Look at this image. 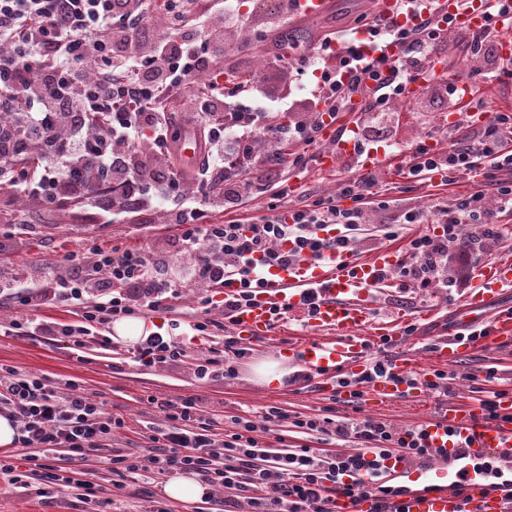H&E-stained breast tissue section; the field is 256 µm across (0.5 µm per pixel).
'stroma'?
I'll list each match as a JSON object with an SVG mask.
<instances>
[{
    "label": "stroma",
    "mask_w": 512,
    "mask_h": 512,
    "mask_svg": "<svg viewBox=\"0 0 512 512\" xmlns=\"http://www.w3.org/2000/svg\"><path fill=\"white\" fill-rule=\"evenodd\" d=\"M376 0H333L324 15L315 19L295 17L283 22L282 30H297L303 35L305 46H315L327 31L342 30L354 23L362 13L376 11ZM465 32L451 30L444 44L436 51L446 65L448 86L457 80L470 81L477 87L482 100L499 112H512V65H502L494 77H486L479 68L463 63ZM272 41L253 43L248 53V66L255 79L265 81L271 94H278L288 74L271 53ZM449 108L445 98L434 91L416 95L400 105L397 112L385 117H374L369 112H342L337 117L339 126L368 128L372 138L371 148L390 151L392 162L377 167L378 184L372 204L367 211L369 228L363 231L354 252L361 260L388 247L395 248L397 260L406 257V237L396 240L374 235L372 228L379 224L393 223L399 215L411 208L429 209L441 201L452 200L478 190L486 189L484 176L454 175L452 179L410 181L405 176L410 156L418 145H436L438 152L448 149L451 139L464 136L475 127L467 115L449 120ZM323 142L304 148L289 144V157L273 173L274 179L287 181L292 191L284 199L285 208L304 206L319 197L335 193L338 184L348 178L362 175L363 169L353 157L342 159L337 168L321 170L313 157L322 152ZM307 153L311 162L293 166L291 158ZM0 210L10 214L29 211L36 229L27 231L20 224L0 223V263L12 266L18 275L35 271L37 264L68 253L86 256L93 246L119 245L143 251L156 250L160 244H168L164 254V270L169 279L185 281L191 277L189 259L170 242L176 229L167 224L163 211L146 214L120 213L112 223L97 224L84 206L77 205L68 212L52 211L44 207H26L23 201L0 205ZM497 234L482 237L476 250L470 255L467 276L451 286L434 284L429 288L417 287L410 281L393 275L390 282L372 289L369 297L371 320H390L402 315L411 319L416 328V338L410 350L423 365H431L430 347L434 341L450 332L452 313L474 286L477 270L492 259H512V210L500 213ZM304 318L298 313L289 314L277 333L274 343L254 347L250 357L239 366L236 378L208 386L200 385L182 366L169 365L146 368L133 361L128 354V343L114 344L101 338L88 340L85 347L70 348L66 338L42 343L28 336H12L0 332V367H19L42 376L46 383L59 387L74 383L78 388L96 394L105 403L108 412L123 415L128 429L116 432L113 447L134 450L146 447L149 426L159 417L145 403L146 396L167 398L201 396L215 404L219 414L247 416L260 420L265 409L276 405L289 414L312 415L321 412L331 403V393L323 386L297 383L283 387H263L254 383L250 367L263 357L277 358L284 355L289 345L309 335ZM449 400L465 404L475 401L472 376L488 377V390L512 391V346L496 351L464 353L460 360L447 369ZM437 403L434 396H424L415 404L396 400L381 406L365 402L339 405L340 415L363 420H381L399 428H414L434 416ZM55 463L80 471L84 480L112 490L113 475L94 452L77 455L59 448L53 451ZM0 512H91L89 504L77 496L50 494L38 497L21 489L0 490Z\"/></svg>",
    "instance_id": "35a3bbf8"
}]
</instances>
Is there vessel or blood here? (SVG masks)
<instances>
[{"instance_id":"1","label":"vessel or blood","mask_w":512,"mask_h":512,"mask_svg":"<svg viewBox=\"0 0 512 512\" xmlns=\"http://www.w3.org/2000/svg\"><path fill=\"white\" fill-rule=\"evenodd\" d=\"M440 12L452 24L470 28L495 27L504 59L512 58V9L503 10L499 0H471L461 8L457 0H439ZM380 21H396L405 26L418 23L419 17L411 0H379ZM326 150L319 156L321 169H335L339 159L364 153L366 166H382L388 161L384 151H361L354 137L341 134L333 125L323 129ZM394 253L384 249L366 261L339 253L327 262L305 260L288 268L270 269L264 288L234 317L237 336L254 345L265 343L275 334L276 308L299 309L306 292L319 295L309 321L316 331H328L329 339L297 342L295 360L305 367L312 380L336 382L339 374H361L371 362V342L399 346L409 342L407 318L370 322L365 294L375 287L377 275L391 267ZM512 288V260L486 262L479 270L475 288L454 311L455 332L438 337L432 356L436 364L455 363L467 350L488 351L512 341V310L495 317L486 314L489 300L502 289ZM422 368L409 355L400 354L390 362L389 376L376 379L368 387V401L386 402L394 399L417 401L419 386L413 377ZM426 432L429 447L451 450L458 443L469 448H499L512 453V422L488 418L480 403H449L443 416L428 421ZM388 481L396 486L412 481L413 486L400 496L404 512H504L501 492L487 489L476 480L471 465L464 459L440 461L435 475L422 479L420 471L409 469L406 462L393 461L387 472Z\"/></svg>"}]
</instances>
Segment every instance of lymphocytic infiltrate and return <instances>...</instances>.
<instances>
[{
    "mask_svg": "<svg viewBox=\"0 0 512 512\" xmlns=\"http://www.w3.org/2000/svg\"><path fill=\"white\" fill-rule=\"evenodd\" d=\"M168 28L163 39L147 38L154 17ZM243 20L228 0H0V190L28 197L55 210L80 201L103 218L115 212H146L156 200L166 205L182 253L192 259L187 283L166 278L161 260L142 250L96 247L93 260L57 271L56 262L20 280L0 264V298L24 307L53 301L74 308L75 325L13 321L8 330L32 329L52 340L68 337L83 346L94 327L151 313L171 311L184 287L203 286L202 306L220 304L225 319L261 284L263 269L296 265L304 255L326 262L339 252H354L366 224L364 206L377 184L374 174L341 182L335 195L298 209L278 212L247 224L233 219L210 222L211 207H234L242 191L257 189L273 200L287 197V184L271 181L264 170L270 157L254 148L257 133L274 141L314 142L326 119L359 103L361 111H394L409 74L425 71L434 48L448 35V19H429L406 28L367 26V45L375 51L399 43L401 51L387 70L361 52L336 53L335 37L317 50L298 44L279 46L290 84L270 97L265 83L240 87L224 75L232 55L230 37ZM313 77L309 102L292 96L304 77ZM200 85L202 96L189 101L182 120L166 112L165 99ZM200 128L206 163L194 173L179 168L176 143ZM512 133V113L499 112L472 133L471 143H452L443 154L419 146L408 176L469 173L487 160L489 191H476L430 212L410 209L402 224L425 219L442 225L439 235L411 238L403 278L418 287L447 279L450 264L468 257L477 237L471 224H493L498 210L512 209V152L503 136ZM196 196L185 192L187 184ZM402 224H385L384 238H397ZM241 288L225 293L227 281ZM179 320L169 334L150 333L131 350L146 367L178 364L196 381L208 384L235 378L250 349L228 333L219 348L194 346V337L210 334V322L191 321V336L181 335ZM164 422L155 426L145 452L106 450L126 422L106 413L102 401L86 393L52 387L36 374L0 368V416L14 423L24 460L0 457V488L33 487L38 496L81 490L86 501L100 488L74 477L72 469L51 462L48 452L65 448L76 454L100 452L111 472H142L163 478L178 473L199 478L209 496L223 494L235 512H334L337 498H357L382 477L387 460L409 464L428 460L433 451L425 431L397 429L374 419L337 416L329 407L314 416H289L268 407L262 423L232 416L220 423L202 399L148 397ZM289 422L298 432L321 435L334 453L307 445L265 442L264 434ZM353 452H343V445Z\"/></svg>",
    "mask_w": 512,
    "mask_h": 512,
    "instance_id": "1",
    "label": "lymphocytic infiltrate"
}]
</instances>
